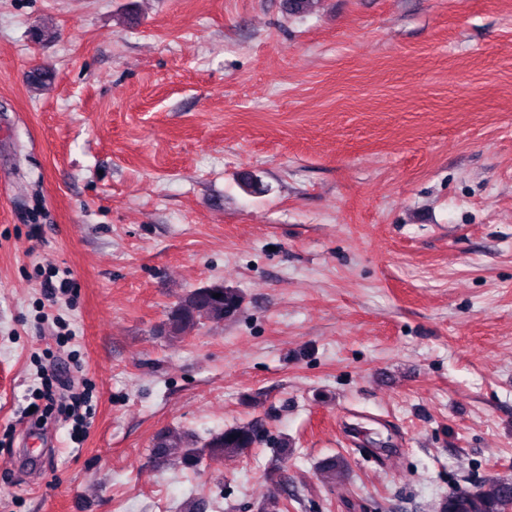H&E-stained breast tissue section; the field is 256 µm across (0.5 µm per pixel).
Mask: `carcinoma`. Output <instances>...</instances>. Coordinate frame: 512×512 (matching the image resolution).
I'll list each match as a JSON object with an SVG mask.
<instances>
[{"label": "carcinoma", "mask_w": 512, "mask_h": 512, "mask_svg": "<svg viewBox=\"0 0 512 512\" xmlns=\"http://www.w3.org/2000/svg\"><path fill=\"white\" fill-rule=\"evenodd\" d=\"M220 297H215V294ZM243 298L233 289L214 284L209 288H198L179 297L167 314L165 333L171 341L181 339L188 329L204 322L231 320L241 312ZM259 429L251 424L235 426L212 436L202 448H192L182 437L167 432L156 443L158 454L174 457L188 469L196 468L203 455L241 456L258 442ZM347 466L341 455L329 456L320 464L323 476L334 480ZM453 501L456 512H512V482L490 481L470 487L458 485L450 499L439 503L438 512H448V501Z\"/></svg>", "instance_id": "1"}]
</instances>
